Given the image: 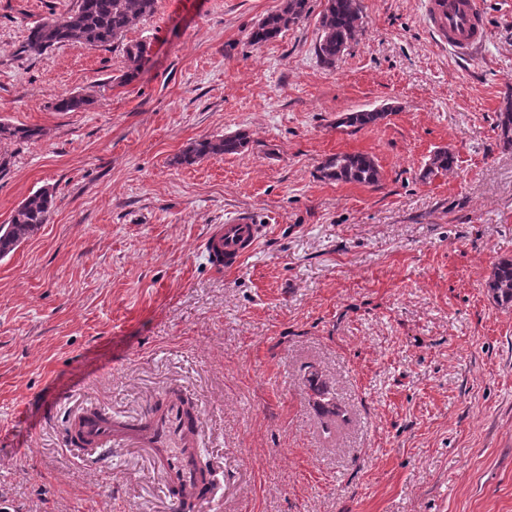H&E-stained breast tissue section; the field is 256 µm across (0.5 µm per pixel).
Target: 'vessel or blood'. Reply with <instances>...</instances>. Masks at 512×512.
Listing matches in <instances>:
<instances>
[{
  "instance_id": "obj_1",
  "label": "vessel or blood",
  "mask_w": 512,
  "mask_h": 512,
  "mask_svg": "<svg viewBox=\"0 0 512 512\" xmlns=\"http://www.w3.org/2000/svg\"><path fill=\"white\" fill-rule=\"evenodd\" d=\"M425 16L441 40L459 57H469L487 36L488 25L479 0H424ZM263 226L256 212L245 211L215 225L205 239V247L217 267L237 268L256 248ZM164 435L176 440L173 448L160 449V462L167 466L173 486L190 488L200 478L189 463L197 444L196 429L191 426L181 401H170L158 414L154 430L118 428L109 422L89 418L79 427L77 440L84 453L100 447L140 446L141 442Z\"/></svg>"
}]
</instances>
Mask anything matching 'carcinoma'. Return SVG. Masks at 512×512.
<instances>
[{
  "label": "carcinoma",
  "mask_w": 512,
  "mask_h": 512,
  "mask_svg": "<svg viewBox=\"0 0 512 512\" xmlns=\"http://www.w3.org/2000/svg\"><path fill=\"white\" fill-rule=\"evenodd\" d=\"M156 0H76L75 7L67 13L48 18L30 29L26 42L18 53L41 55L47 50L67 43H79L89 47H106L123 37L138 20L151 15ZM311 10L310 0H282L281 7L260 19L249 33L254 45L268 42L289 27L305 19ZM362 5L360 0H326L321 16L322 35L316 53L320 61L333 67L336 58L355 40L361 27ZM147 44L138 42L126 47L127 71L125 77L133 80L139 76L148 55ZM89 105V99L80 95L61 98L57 103L60 112H73ZM385 116L382 110H360L346 114L342 125L363 127ZM497 128L499 142L504 148H512V112L500 113ZM41 135L35 127H13L0 121V139L32 140ZM249 144L244 133L229 136L205 137L193 142L182 154L180 161L192 164L205 158H221L241 153ZM455 163L446 150L436 152L424 172L430 177L450 170ZM326 177L344 182L375 184L380 171L375 161L364 154H343L330 158L322 167ZM54 205V195L47 189L38 190L25 198L6 224H0V258L15 251L26 239L48 223ZM493 300L500 306L512 304V260L506 259L494 265L488 282ZM319 397V406L326 415L339 414V408L331 397L327 385L317 375L310 378Z\"/></svg>",
  "instance_id": "obj_1"
}]
</instances>
